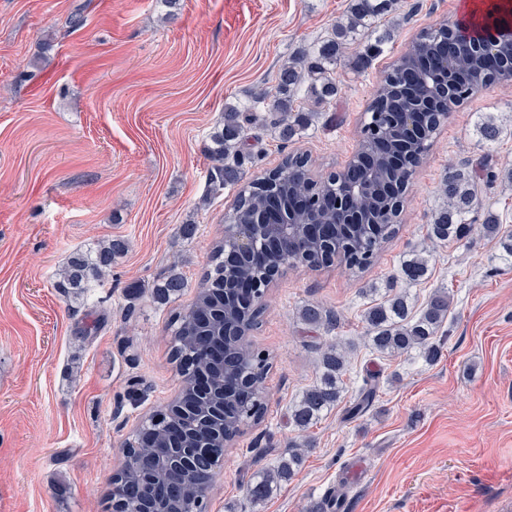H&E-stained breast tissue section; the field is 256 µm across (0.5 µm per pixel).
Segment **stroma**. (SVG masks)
Here are the masks:
<instances>
[{"label":"stroma","mask_w":512,"mask_h":512,"mask_svg":"<svg viewBox=\"0 0 512 512\" xmlns=\"http://www.w3.org/2000/svg\"><path fill=\"white\" fill-rule=\"evenodd\" d=\"M351 0H0V512H105L125 440L177 394L167 321L195 299L235 189L210 195L205 148L224 107L272 90L277 71L343 21ZM85 7L87 25L65 19ZM455 0H400L393 34L371 66H336L335 102L292 141L257 127L246 179L284 155L310 158L313 179L355 151L380 77L418 35L456 20ZM501 134L487 143L480 126ZM482 164L491 181L468 216L471 234L432 243L449 168ZM512 231V84L484 89L440 128L406 193L399 231L366 271L285 269L251 335L269 356L267 411L224 457L206 512H312L340 493L343 512H512V258L479 228ZM194 221L186 238L180 227ZM121 238L125 251L84 295L66 298L59 271L74 252ZM429 260L409 283L412 252ZM184 292L161 304L169 272ZM421 309L437 290L451 306L441 355L383 357L365 313L389 290ZM320 306L333 326L301 316ZM349 366L340 401L302 432L293 404L322 373L329 344ZM376 395L350 415L365 383ZM311 439L294 476L262 504L250 478Z\"/></svg>","instance_id":"35a3bbf8"}]
</instances>
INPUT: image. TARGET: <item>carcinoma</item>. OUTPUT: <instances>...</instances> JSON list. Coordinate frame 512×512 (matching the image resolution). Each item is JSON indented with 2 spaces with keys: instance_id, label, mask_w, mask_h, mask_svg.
Returning <instances> with one entry per match:
<instances>
[{
  "instance_id": "obj_1",
  "label": "carcinoma",
  "mask_w": 512,
  "mask_h": 512,
  "mask_svg": "<svg viewBox=\"0 0 512 512\" xmlns=\"http://www.w3.org/2000/svg\"><path fill=\"white\" fill-rule=\"evenodd\" d=\"M395 0H353L346 21L334 28V33L316 44L301 49L277 72L274 91L254 93L243 103L224 109L223 121L214 128L208 146L212 166L209 170V190L217 194L226 187L240 186L232 212L228 216L231 224H252L266 219L280 208L294 204L301 198L307 207L298 212V218L305 213H316L324 224L336 221L330 199L336 194V174L308 184L294 177V173L308 169V156L289 154L279 169L288 173V180L280 178L269 186L254 182L242 184L244 164L251 160L246 154L247 141L252 128L257 124L256 113L272 114L271 128L283 142L292 140L297 131L311 123L314 112H302L297 107V93L303 84H308L317 104H327L336 99L339 85L336 78V64L351 41L357 37L369 39L376 30L381 15L390 9ZM501 29L499 41L488 47L480 40L461 43L454 37V25L422 32L412 46L411 55L401 57L383 71L376 96L369 108L370 118L361 129L364 150L372 157L396 152L404 156L405 162L423 158L428 152L432 138L448 119L454 108L462 105L475 92L494 83L512 81V31L508 18L495 20ZM379 53L378 44L368 43L364 50L355 54L350 63L365 67ZM448 68V97L439 102L438 111L429 118L427 129L429 139L403 147L394 143L393 125L386 115L408 110L407 99L411 91L405 83L419 81L433 84V77L443 68ZM489 178V171L475 166L467 171L450 169L444 179L443 192L446 206L439 212L434 224L430 225V238L438 242L460 241L465 238L471 225L467 216L479 207L478 187ZM395 200L382 204L362 200L358 207L364 223L358 225L349 236L336 227V234L311 235L303 227L294 234L300 242V250L288 265L305 266L312 270L331 266V256L336 245L347 241L350 251L345 258L346 269L355 274L370 267L384 243L396 233L399 213L393 210ZM484 233L499 240L504 256L512 258V234H502L501 225L495 221L483 225ZM125 248L122 240L101 244L93 253L76 252L69 257L62 270L57 287L63 291L80 293L91 281H99L112 266V258ZM257 262L242 268L224 267V242L215 244L210 256V269L205 272L197 289L195 305L197 312L212 317L217 306L224 308V322L227 331L249 333L257 325L263 303H253L248 292L240 287L242 283L263 284L265 277L279 272L283 266L280 256L262 244L256 247ZM428 260L415 255L406 260L401 268L402 278L416 282L427 275ZM239 284L230 296H224V279ZM187 283L178 274L167 276L153 289L154 297L167 301L178 296ZM450 300L445 291L432 293L426 305L417 313L409 309L402 294L389 295L383 301L372 305L366 315L370 346L373 351L394 356L412 350L419 351L427 360L434 362L440 353L437 335L448 317ZM171 331V359L182 372L200 373L209 368L210 361L197 358L200 321L194 311L184 309L171 314L168 321ZM225 348L230 351L234 362L224 377L229 387L224 392V433H230L240 418L260 423L266 413L263 383L271 368L269 357L253 348L249 341L231 338ZM347 351L339 345H330L322 356L323 372L319 382L307 388L291 411L296 427L305 431L320 417L333 408L341 399L343 375L347 370ZM198 403L197 392L187 389L185 397L161 409L163 419L148 423L131 439L125 442L130 455L154 469L160 455L171 442L173 426L184 422L186 412ZM294 448L288 458L278 466L256 476L247 485V497L256 505L264 501L279 483L287 481L294 468L304 456V447ZM118 496L115 512H135L142 497L139 473L127 469L112 475ZM213 478L206 471L193 474L189 483L182 488V497L197 496L200 491L212 489Z\"/></svg>"
}]
</instances>
